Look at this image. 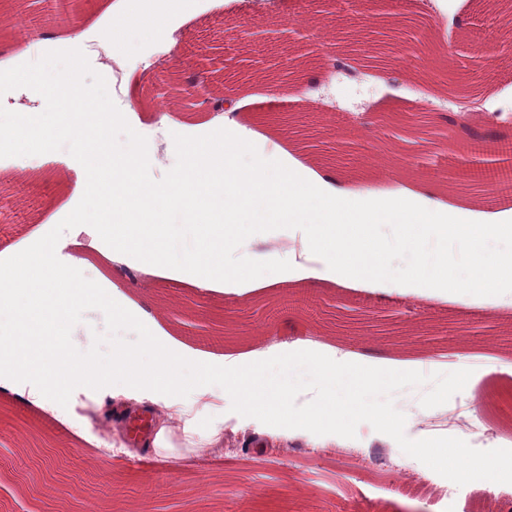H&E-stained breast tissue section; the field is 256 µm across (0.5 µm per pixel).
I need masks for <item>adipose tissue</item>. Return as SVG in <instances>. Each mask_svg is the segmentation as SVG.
I'll use <instances>...</instances> for the list:
<instances>
[{"mask_svg": "<svg viewBox=\"0 0 512 512\" xmlns=\"http://www.w3.org/2000/svg\"><path fill=\"white\" fill-rule=\"evenodd\" d=\"M15 80L48 89L64 109L18 113L14 122L0 126V142L48 151L67 138L87 155L88 205L77 221L97 225L112 261L132 258L143 272L170 267L174 227L164 217L176 207L191 225L207 215L223 220L215 230L198 236L194 252L185 259L195 271L193 285L198 289H254L250 275L225 267L224 251L239 229L271 224L305 225L310 264L304 272L318 279L333 276L385 294L396 293L402 285L428 293L448 288L460 298L478 287L512 280V257L486 247L492 239L512 243L511 210L487 213L479 210L477 198L464 199L460 209L474 214V222L449 224L441 217V202L421 210L413 207L410 187L401 188L391 206L369 208L343 175L314 170L297 157L284 162L277 156H256L241 164L252 131L230 110L205 121L208 137L179 141L186 162L160 186L143 176L136 154L116 159L102 152L112 115L103 102L95 111H85L92 91L75 80L59 87L51 69L42 64L0 69V83ZM373 224L400 227V239L412 253L431 235L453 236L473 260V278L457 279L456 269L444 259L427 270L413 264L393 272L384 257L385 245L366 234ZM56 250L55 240L42 239L37 250L15 252L9 267L0 271V368L14 377L0 391L25 398L22 383L29 380L59 402L70 401L80 384L108 389L115 397L148 401L161 411L149 447H170L172 436L179 433L197 451L219 448L225 427L232 423L253 426L259 435L274 440L299 432L321 441L346 433L352 420L364 413L362 392L384 380L407 381L415 375L414 366L404 361H390L386 370L375 373L356 360L326 359L307 340L300 349L285 348L269 359L223 365L187 357L151 332L142 335L139 347L117 349L108 364L74 363L60 350L58 338L84 305L110 306L125 323L135 322L140 314L150 315L151 310L143 304L131 312L127 301L116 299L111 289L89 284L80 263H57ZM303 367L321 376L323 385L317 391H309L297 378ZM189 393L221 398L222 413L206 418L186 402Z\"/></svg>", "mask_w": 512, "mask_h": 512, "instance_id": "adipose-tissue-1", "label": "adipose tissue"}]
</instances>
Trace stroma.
Instances as JSON below:
<instances>
[{
  "label": "stroma",
  "instance_id": "stroma-1",
  "mask_svg": "<svg viewBox=\"0 0 512 512\" xmlns=\"http://www.w3.org/2000/svg\"><path fill=\"white\" fill-rule=\"evenodd\" d=\"M156 2L84 0L78 13L59 16L52 0H8L10 15L23 16L26 26L0 27V63L27 69L70 56L85 87L106 88L110 69L88 50L72 54L71 41L106 38L113 10ZM172 26L171 42L125 54L123 95L109 103L114 157L133 149L153 182L165 183L184 164L178 142L198 134L199 108L181 89L188 80L234 103L254 132V152L273 155L281 140L291 141L318 167L344 171L369 207L389 204L397 183L420 190L415 207L432 196L447 200L456 188L446 172L469 158L475 142H512V0H189ZM48 32L54 40L28 53L29 42ZM353 49L368 53L364 67L353 77L333 73L328 55ZM463 70L472 77L470 98L490 104L492 118L468 119L458 99L441 90L443 75ZM351 113L373 123L362 136L337 142L335 127ZM448 115L455 125L446 138ZM88 170L68 140L17 159L0 154V269L17 249L50 237L62 261L79 260L85 275L110 280L118 297L150 299L156 329L185 354L246 364L310 330L340 354L374 349L420 367L412 380L368 390L367 414L326 440L320 455L309 454L313 442L301 433L261 447L250 427L227 429L223 448L205 456L179 437L170 448H132L121 415L134 405L103 389L77 387L68 416L53 401L25 407L0 394V512L39 506L21 484L30 457L16 448L26 435L48 449L39 464L57 477L50 497L78 487L109 512H336L343 505L351 512H439L433 487L389 495L385 486L397 473L379 465L373 451L443 446L418 426L454 410L457 394L445 385L457 372L448 356L460 352L469 356L475 417L496 431L500 447L512 449V373L494 360L512 353V317L490 308L511 299L512 288L475 291L462 301L412 289L382 296L266 269L265 257L304 236L301 224L246 233L226 251V267L250 268L253 291L193 288L188 266L118 279L98 238L75 222L87 203ZM141 334V326L115 321L109 307L89 306L68 330L66 347L74 362L105 363L116 346H136ZM36 415L54 430L35 426Z\"/></svg>",
  "mask_w": 512,
  "mask_h": 512
}]
</instances>
